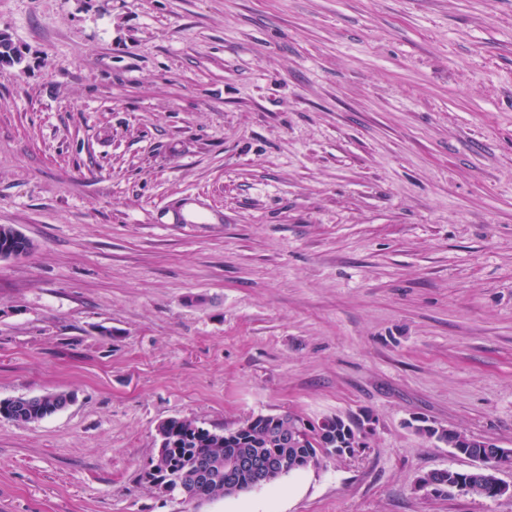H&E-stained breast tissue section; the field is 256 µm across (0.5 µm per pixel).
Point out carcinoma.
<instances>
[{"mask_svg": "<svg viewBox=\"0 0 512 512\" xmlns=\"http://www.w3.org/2000/svg\"><path fill=\"white\" fill-rule=\"evenodd\" d=\"M27 254L31 243L10 224H0V250ZM72 396L50 392L0 401V417L35 424L66 408ZM283 419L296 439L283 445L272 423ZM159 447L157 472H144L142 480L167 493L179 492L188 501L207 500L224 495V485L237 486L235 493L250 491L248 475L224 470V458L244 452L270 458L286 457L291 471L309 467L322 448H351L364 437L346 427L343 418H325L318 423L287 412L284 415H258L223 433L210 431L186 418H170L157 428Z\"/></svg>", "mask_w": 512, "mask_h": 512, "instance_id": "cac0c4a2", "label": "carcinoma"}]
</instances>
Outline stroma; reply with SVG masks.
<instances>
[{
  "mask_svg": "<svg viewBox=\"0 0 512 512\" xmlns=\"http://www.w3.org/2000/svg\"><path fill=\"white\" fill-rule=\"evenodd\" d=\"M0 512H512L419 486L512 448V0H0ZM368 421L197 503L157 427ZM5 249L23 255L30 252L32 245L12 225L0 224V250ZM72 396L65 392H50L0 401V417L35 424L66 408Z\"/></svg>",
  "mask_w": 512,
  "mask_h": 512,
  "instance_id": "obj_1",
  "label": "stroma"
}]
</instances>
